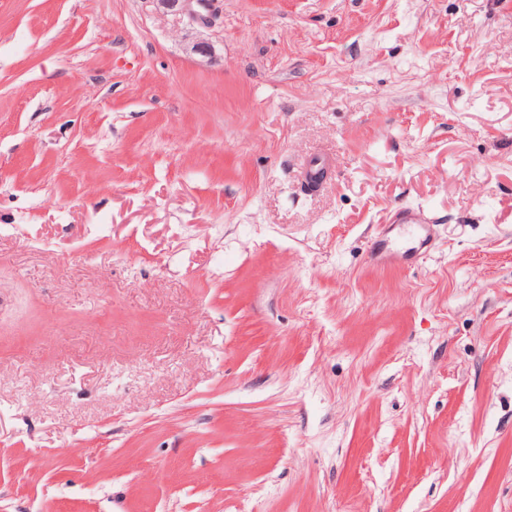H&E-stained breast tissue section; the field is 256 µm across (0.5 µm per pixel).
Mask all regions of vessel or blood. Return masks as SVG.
<instances>
[{"label":"vessel or blood","mask_w":512,"mask_h":512,"mask_svg":"<svg viewBox=\"0 0 512 512\" xmlns=\"http://www.w3.org/2000/svg\"><path fill=\"white\" fill-rule=\"evenodd\" d=\"M431 243V226L415 212L404 213L400 222L389 225L371 244L373 262L389 265L400 258H424Z\"/></svg>","instance_id":"1"}]
</instances>
